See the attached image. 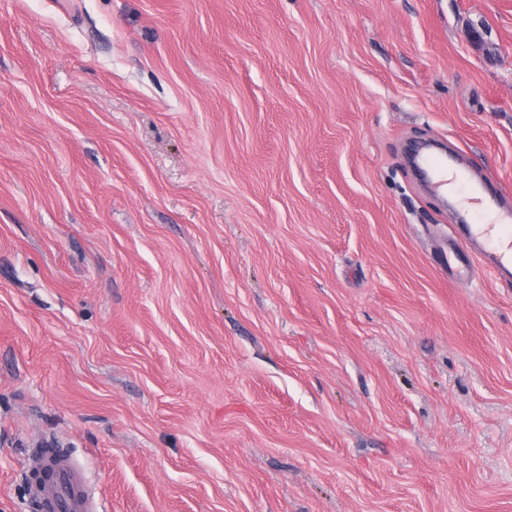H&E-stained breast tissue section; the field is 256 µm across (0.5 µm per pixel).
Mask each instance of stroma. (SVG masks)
I'll use <instances>...</instances> for the list:
<instances>
[{
	"mask_svg": "<svg viewBox=\"0 0 512 512\" xmlns=\"http://www.w3.org/2000/svg\"><path fill=\"white\" fill-rule=\"evenodd\" d=\"M512 0H0V512H512ZM449 182L457 184L458 191L466 194L467 200L475 208L496 209L498 214L489 224L456 225L455 243L443 270L448 271V277L465 281L473 266V258L480 254L490 258V272L496 280L512 283V208L502 206L499 195L484 186L481 193L486 196V201L482 197L472 196L465 177L459 172L452 171ZM25 472L41 512H103L84 470L56 448H35Z\"/></svg>",
	"mask_w": 512,
	"mask_h": 512,
	"instance_id": "35a3bbf8",
	"label": "stroma"
}]
</instances>
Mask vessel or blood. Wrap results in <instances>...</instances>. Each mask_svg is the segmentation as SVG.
Wrapping results in <instances>:
<instances>
[{
  "mask_svg": "<svg viewBox=\"0 0 512 512\" xmlns=\"http://www.w3.org/2000/svg\"><path fill=\"white\" fill-rule=\"evenodd\" d=\"M422 163L438 174L439 185L451 182L458 185L460 192H467L465 177L449 171L447 162L427 156ZM470 203L480 210L495 209L496 214L488 224L456 225L455 243L446 266L449 277L466 280L474 257L481 255L490 258V272L495 279L512 282V208L501 206L498 194L493 192L483 198H471ZM26 473L29 496L40 512H102L83 469L57 449H35Z\"/></svg>",
  "mask_w": 512,
  "mask_h": 512,
  "instance_id": "vessel-or-blood-1",
  "label": "vessel or blood"
}]
</instances>
